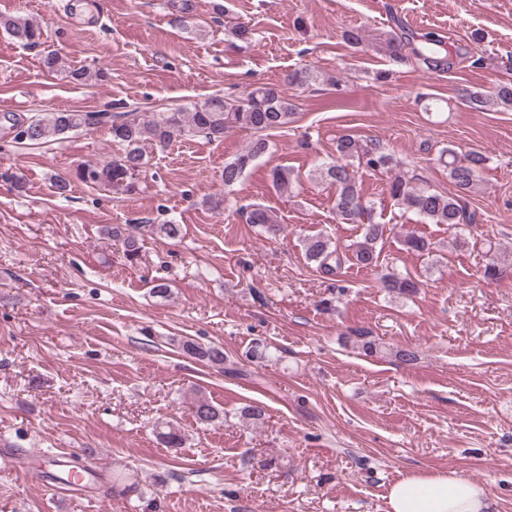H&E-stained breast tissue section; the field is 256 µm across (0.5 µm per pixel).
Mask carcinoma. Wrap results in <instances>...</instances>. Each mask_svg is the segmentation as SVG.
<instances>
[{
  "label": "carcinoma",
  "mask_w": 512,
  "mask_h": 512,
  "mask_svg": "<svg viewBox=\"0 0 512 512\" xmlns=\"http://www.w3.org/2000/svg\"><path fill=\"white\" fill-rule=\"evenodd\" d=\"M0 28L23 45L35 46L42 38L38 24L23 15L0 16ZM414 55L429 65H442L443 40L435 35L424 38L418 46L411 47ZM41 68L47 73H66L70 81L85 84L106 77L99 69L91 72L85 68L65 66L61 55L49 52L41 58ZM494 103L504 109H512V85L496 87L493 96L480 92L469 95V103L480 108ZM294 105L282 92L273 87L257 86L245 97L229 99L215 95L201 105L175 112H152L130 110L124 112H82L58 111L38 113L16 127L15 139L34 144L57 140L61 135L79 129L90 130L100 125H109L112 141L122 146V153L113 156L93 169L79 172L80 179L109 187L125 194L137 191L136 177L143 166L142 144L149 142L159 148H166L174 141L201 135L211 142L224 141V135L233 129L251 130L256 133L283 128L294 121ZM268 149V142L258 137L247 150L234 160L224 164V186L230 188L240 182L246 169ZM440 157L448 158V178L455 192L444 195L426 188H418L404 175H395L389 182V193L401 208L411 211L430 224H446L462 231L479 222L476 210L470 209V198L476 189L480 170L487 157L472 151L463 158L455 156L453 150L442 151ZM356 160L372 171H390L398 166L391 154L380 144H362L359 140L343 136L336 142V158L325 164L322 176L336 189V216L343 224H359L362 227L361 239L345 249L321 234L304 240V252L308 261L327 276H336L345 262H352L369 269L378 266L379 253L376 245L383 237L385 225L371 219L373 207L366 203L355 179L351 161ZM248 221L262 233L275 237L283 232L274 214L259 206L249 207ZM159 233L170 239L182 234L180 224H117L104 227V233L122 242L126 259H136L140 251V241L145 233ZM382 287L389 293L410 296L417 291V284L408 277L388 273L382 277ZM358 347L367 356L380 352L379 344L370 339L367 331L353 332ZM182 353L192 359L224 369V348L202 345L187 338L180 342ZM195 420L204 425L224 421V410L213 405L207 398L199 396L192 405ZM158 438L167 448H181L184 437L179 428L167 422L159 427Z\"/></svg>",
  "instance_id": "1"
}]
</instances>
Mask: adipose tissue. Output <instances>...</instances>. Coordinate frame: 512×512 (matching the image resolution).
I'll use <instances>...</instances> for the list:
<instances>
[{"label": "adipose tissue", "mask_w": 512, "mask_h": 512, "mask_svg": "<svg viewBox=\"0 0 512 512\" xmlns=\"http://www.w3.org/2000/svg\"><path fill=\"white\" fill-rule=\"evenodd\" d=\"M387 503L388 512H492L486 488L453 470L407 474L391 485Z\"/></svg>", "instance_id": "ef3b65f1"}]
</instances>
